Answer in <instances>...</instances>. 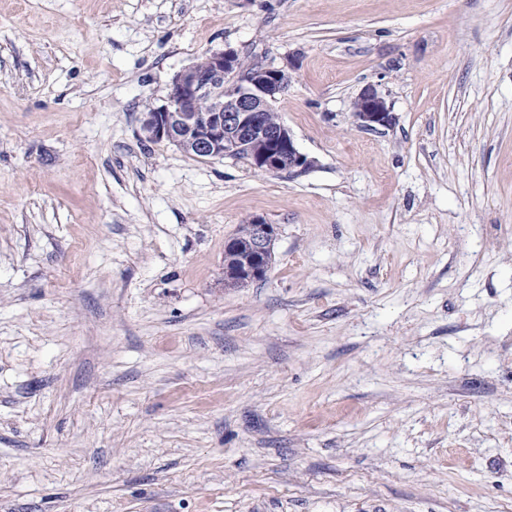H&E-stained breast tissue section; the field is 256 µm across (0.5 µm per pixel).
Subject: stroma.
Returning a JSON list of instances; mask_svg holds the SVG:
<instances>
[{
	"instance_id": "stroma-1",
	"label": "stroma",
	"mask_w": 512,
	"mask_h": 512,
	"mask_svg": "<svg viewBox=\"0 0 512 512\" xmlns=\"http://www.w3.org/2000/svg\"><path fill=\"white\" fill-rule=\"evenodd\" d=\"M228 46L305 172L145 141ZM0 512H512V0H0ZM353 112L361 127L377 129L391 125V107L378 85L364 87L353 102ZM251 224H253V228ZM275 235L274 225L268 224L262 217H254L250 224L240 225L235 234L233 246H231L233 239H228L224 244V251L231 246L228 251L224 252L225 287L241 288L246 285V281L250 282L265 277L272 261V251L268 254L269 265L266 263V254ZM252 266L246 280L247 270Z\"/></svg>"
}]
</instances>
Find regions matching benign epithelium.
<instances>
[{
	"mask_svg": "<svg viewBox=\"0 0 512 512\" xmlns=\"http://www.w3.org/2000/svg\"><path fill=\"white\" fill-rule=\"evenodd\" d=\"M237 51L228 47L209 51L202 60L177 73L166 104L147 113L143 123L146 138L166 140L194 149L202 158L232 157L242 141L254 136L265 149L253 166L268 173L303 172L311 161L300 153L288 129L263 123L267 111L291 83L284 69L263 67L251 74L236 69ZM360 126L368 129L391 125V107L378 86L364 87L353 102ZM253 224L254 266L247 281L265 277L266 254L276 235L275 227L261 217Z\"/></svg>",
	"mask_w": 512,
	"mask_h": 512,
	"instance_id": "benign-epithelium-1",
	"label": "benign epithelium"
}]
</instances>
